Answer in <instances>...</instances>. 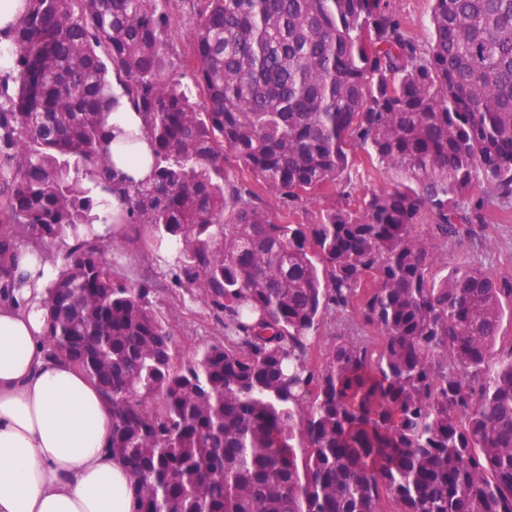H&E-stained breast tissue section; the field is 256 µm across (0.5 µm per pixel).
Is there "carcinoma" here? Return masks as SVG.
<instances>
[{
	"label": "carcinoma",
	"mask_w": 512,
	"mask_h": 512,
	"mask_svg": "<svg viewBox=\"0 0 512 512\" xmlns=\"http://www.w3.org/2000/svg\"><path fill=\"white\" fill-rule=\"evenodd\" d=\"M196 2L192 89L164 76L163 0L0 16V270L18 236L112 222L99 187L224 324L176 370L151 288L98 241L63 255L46 336L111 405L134 512H512V280L439 273L489 194L512 199V0H429L425 46L393 0ZM114 75L154 144L146 185L104 151ZM361 154L398 182L353 201ZM320 191L341 203L286 222ZM331 310L376 339L317 365Z\"/></svg>",
	"instance_id": "1"
}]
</instances>
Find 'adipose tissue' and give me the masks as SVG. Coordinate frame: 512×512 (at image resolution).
I'll list each match as a JSON object with an SVG mask.
<instances>
[{
  "instance_id": "obj_1",
  "label": "adipose tissue",
  "mask_w": 512,
  "mask_h": 512,
  "mask_svg": "<svg viewBox=\"0 0 512 512\" xmlns=\"http://www.w3.org/2000/svg\"><path fill=\"white\" fill-rule=\"evenodd\" d=\"M112 171L148 184L154 150L141 115L113 86ZM73 239L9 256L0 283V512H133L134 488L113 457L112 409L78 367L47 344V292Z\"/></svg>"
}]
</instances>
